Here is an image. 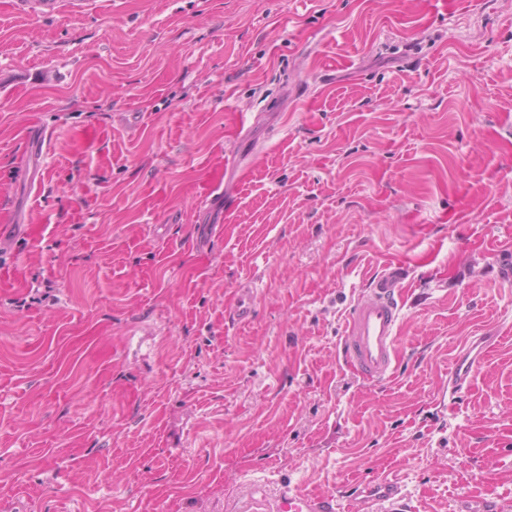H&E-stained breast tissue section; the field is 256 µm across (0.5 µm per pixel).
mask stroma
I'll return each instance as SVG.
<instances>
[{
  "label": "stroma",
  "mask_w": 512,
  "mask_h": 512,
  "mask_svg": "<svg viewBox=\"0 0 512 512\" xmlns=\"http://www.w3.org/2000/svg\"><path fill=\"white\" fill-rule=\"evenodd\" d=\"M394 262L376 383L339 345ZM380 475L512 512V0H0V504L267 512ZM497 342V336H480L476 340L466 341L450 372L447 385L449 399H454L462 389L471 383L481 359L485 357L490 349L495 347Z\"/></svg>",
  "instance_id": "35a3bbf8"
}]
</instances>
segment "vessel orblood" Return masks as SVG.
<instances>
[{"label": "vessel or blood", "instance_id": "b4317fda", "mask_svg": "<svg viewBox=\"0 0 512 512\" xmlns=\"http://www.w3.org/2000/svg\"><path fill=\"white\" fill-rule=\"evenodd\" d=\"M403 278V266L385 265L348 314L341 352L363 378L387 381L397 370L396 339L402 312L399 288ZM497 342V337L482 336L464 344L450 372L449 397H456L471 383L481 359ZM353 496L361 500L362 512H378L382 505L388 512H407L403 489L392 479H371L357 486ZM272 512H336V498L287 488L274 500Z\"/></svg>", "mask_w": 512, "mask_h": 512}]
</instances>
